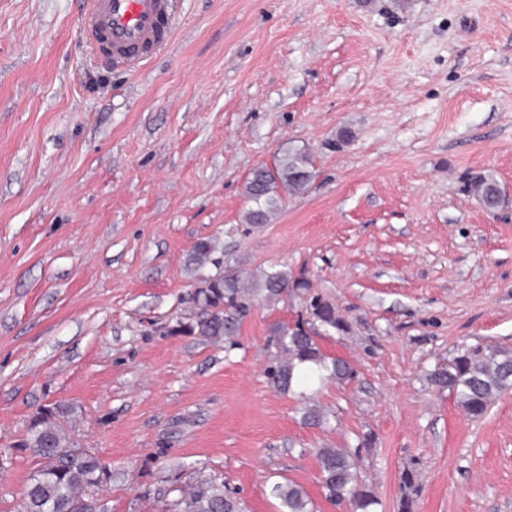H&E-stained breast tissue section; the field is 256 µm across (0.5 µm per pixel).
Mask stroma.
I'll list each match as a JSON object with an SVG mask.
<instances>
[{
    "instance_id": "35a3bbf8",
    "label": "stroma",
    "mask_w": 512,
    "mask_h": 512,
    "mask_svg": "<svg viewBox=\"0 0 512 512\" xmlns=\"http://www.w3.org/2000/svg\"><path fill=\"white\" fill-rule=\"evenodd\" d=\"M172 37L108 69L81 35L84 0H0V512H22L31 417L65 409L109 466L104 512H165L215 475L244 512H279L317 451L358 449L399 512H512V390L473 418L427 375L467 345L512 349V0H171ZM352 132L350 141L339 138ZM296 145L307 191L243 230L252 170ZM219 246L251 273L305 275L347 328L318 333L347 383L317 386L328 424L264 371L301 299L263 303L235 346L195 323L188 258ZM500 185L493 172L484 171L469 179L467 190L484 208L494 212L505 204L499 192Z\"/></svg>"
}]
</instances>
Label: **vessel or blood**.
I'll list each match as a JSON object with an SVG mask.
<instances>
[{"instance_id":"1","label":"vessel or blood","mask_w":512,"mask_h":512,"mask_svg":"<svg viewBox=\"0 0 512 512\" xmlns=\"http://www.w3.org/2000/svg\"><path fill=\"white\" fill-rule=\"evenodd\" d=\"M169 8V0H87L82 31L99 44L107 64L129 67L128 49L150 51L167 41Z\"/></svg>"}]
</instances>
